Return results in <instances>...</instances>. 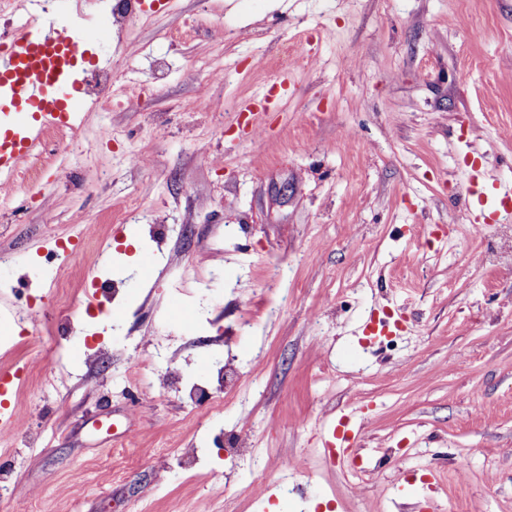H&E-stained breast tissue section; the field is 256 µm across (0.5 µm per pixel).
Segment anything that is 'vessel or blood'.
<instances>
[{
	"instance_id": "vessel-or-blood-1",
	"label": "vessel or blood",
	"mask_w": 512,
	"mask_h": 512,
	"mask_svg": "<svg viewBox=\"0 0 512 512\" xmlns=\"http://www.w3.org/2000/svg\"><path fill=\"white\" fill-rule=\"evenodd\" d=\"M99 34L79 26L48 25L36 35L24 34L0 55V95L9 97L15 112L0 124V181L10 180L20 160L41 141L48 128H74L81 118L79 84L61 83L59 59L73 61ZM328 449L358 455L363 435L350 418L328 424Z\"/></svg>"
}]
</instances>
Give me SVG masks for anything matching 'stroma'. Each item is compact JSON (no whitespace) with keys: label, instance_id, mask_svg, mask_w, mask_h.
<instances>
[{"label":"stroma","instance_id":"stroma-1","mask_svg":"<svg viewBox=\"0 0 512 512\" xmlns=\"http://www.w3.org/2000/svg\"><path fill=\"white\" fill-rule=\"evenodd\" d=\"M142 2L86 47L111 111L0 213V512H512V216L481 223L512 186V0ZM78 225L92 255L55 247ZM343 416L357 481L324 451ZM327 431L329 438L325 446L328 448L331 457L336 455L335 447L337 439L340 440L338 448L342 450L346 456L354 455V459L360 461L359 449L363 446V434L356 428L350 418H342L337 426L336 422L327 424Z\"/></svg>","mask_w":512,"mask_h":512}]
</instances>
